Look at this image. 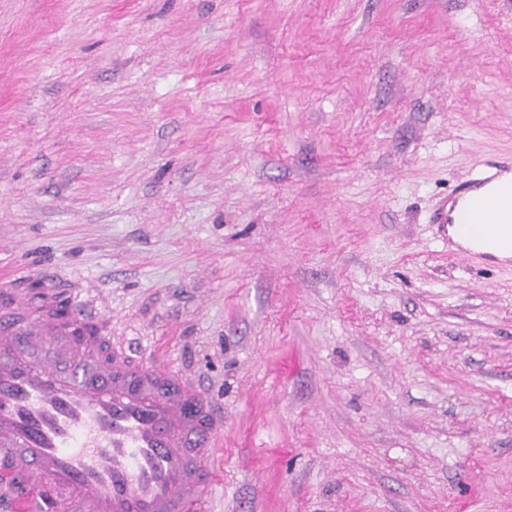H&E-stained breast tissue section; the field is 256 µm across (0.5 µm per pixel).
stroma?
I'll list each match as a JSON object with an SVG mask.
<instances>
[{
	"instance_id": "obj_1",
	"label": "stroma",
	"mask_w": 512,
	"mask_h": 512,
	"mask_svg": "<svg viewBox=\"0 0 512 512\" xmlns=\"http://www.w3.org/2000/svg\"><path fill=\"white\" fill-rule=\"evenodd\" d=\"M512 0H0V267L224 407L207 512H512ZM488 171L482 177L463 181L457 190L444 201L437 221L439 224L454 223L453 214L464 224L467 239L471 245L458 243L461 256L469 260H494L505 254L494 255L493 252L510 253L512 260V207H496L495 203L512 198V181L510 188L502 181L505 175L512 176V159L508 161H490ZM474 194L481 196L482 202H474L470 208H460V201Z\"/></svg>"
}]
</instances>
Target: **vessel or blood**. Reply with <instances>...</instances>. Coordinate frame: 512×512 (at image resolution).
Listing matches in <instances>:
<instances>
[{
    "mask_svg": "<svg viewBox=\"0 0 512 512\" xmlns=\"http://www.w3.org/2000/svg\"><path fill=\"white\" fill-rule=\"evenodd\" d=\"M512 159L445 200L465 260L512 254ZM0 275V488L16 512H205L224 411L169 362L114 345L100 313L55 277L29 302Z\"/></svg>",
    "mask_w": 512,
    "mask_h": 512,
    "instance_id": "obj_1",
    "label": "vessel or blood"
}]
</instances>
